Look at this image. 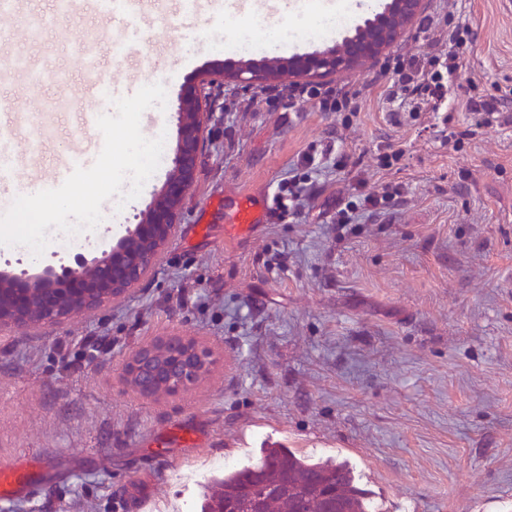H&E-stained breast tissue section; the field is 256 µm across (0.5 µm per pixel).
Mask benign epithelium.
<instances>
[{
	"mask_svg": "<svg viewBox=\"0 0 512 512\" xmlns=\"http://www.w3.org/2000/svg\"><path fill=\"white\" fill-rule=\"evenodd\" d=\"M428 0H388L355 33L324 51L245 62L181 85L176 96V146L172 168L137 223L100 256L49 268L37 277L23 270L0 272V328L25 334L55 328L76 315L96 313L126 298L154 270L177 236L185 200L193 189L207 131L216 116L214 88L240 92L283 82H334L349 71L374 64L421 19ZM216 364L194 336L172 334L139 345L123 366L125 385L144 398L175 397L194 388Z\"/></svg>",
	"mask_w": 512,
	"mask_h": 512,
	"instance_id": "benign-epithelium-1",
	"label": "benign epithelium"
}]
</instances>
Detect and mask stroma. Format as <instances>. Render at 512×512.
Instances as JSON below:
<instances>
[{"label": "stroma", "mask_w": 512, "mask_h": 512, "mask_svg": "<svg viewBox=\"0 0 512 512\" xmlns=\"http://www.w3.org/2000/svg\"><path fill=\"white\" fill-rule=\"evenodd\" d=\"M225 0L182 18L177 0H141L150 21L137 85L162 83L165 108L147 109L145 136L175 147L176 94L186 81L281 49L224 52L236 29L263 43L301 22L291 9L260 23L225 21ZM94 0L66 15L51 0H18L0 16V121L22 148L52 129L39 163L47 174L98 131L84 111L103 108L79 83L85 34L107 51L109 19ZM426 14L468 26L458 70L438 108L389 101L397 56L427 59L448 45L416 25L380 61L336 85L353 109L330 112L287 87L224 95L179 232L154 271L125 300L53 329H0V464L52 459L43 488L0 501V512H125L134 486L150 512H199L211 478L282 444L349 465L375 512H512V112L480 127L470 102L512 99V0H429ZM42 42L23 39L32 21ZM21 52L46 73L38 86L12 68ZM400 149L392 158V149ZM170 161L127 203L104 202L93 258L126 233L164 184ZM309 175L295 206L277 209L288 178ZM384 202L364 210L365 194ZM243 194L266 215L228 234V207ZM201 338L217 363L192 391L146 400L122 380L140 342L171 333ZM89 336L101 348L85 346ZM197 428L183 453L151 440Z\"/></svg>", "instance_id": "1"}]
</instances>
